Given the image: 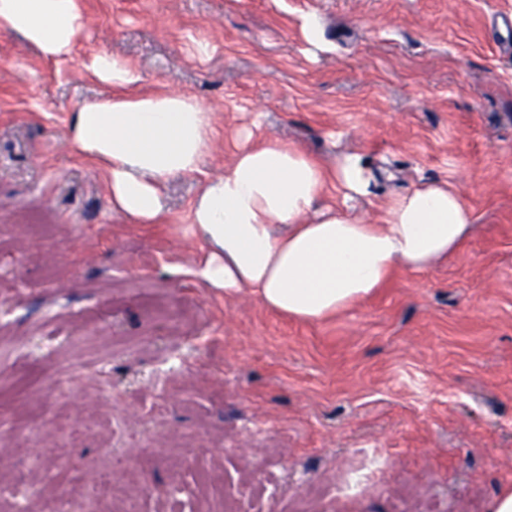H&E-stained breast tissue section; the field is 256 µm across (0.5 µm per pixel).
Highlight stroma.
I'll use <instances>...</instances> for the list:
<instances>
[{
	"label": "stroma",
	"mask_w": 512,
	"mask_h": 512,
	"mask_svg": "<svg viewBox=\"0 0 512 512\" xmlns=\"http://www.w3.org/2000/svg\"><path fill=\"white\" fill-rule=\"evenodd\" d=\"M73 59L0 37V479L31 512L55 486L183 512L182 484L247 512H289L360 456L384 465L320 512H490L512 488V56L492 19L512 0H84ZM212 47L195 52L197 42ZM107 52L146 92L198 99L215 138L204 175L238 149L359 155L367 196L319 206L377 218L445 180L471 209L464 244L317 322L196 275L200 184L164 188L165 223L106 202L105 168L67 143L102 97L83 65ZM54 458L34 474L21 456Z\"/></svg>",
	"instance_id": "obj_1"
}]
</instances>
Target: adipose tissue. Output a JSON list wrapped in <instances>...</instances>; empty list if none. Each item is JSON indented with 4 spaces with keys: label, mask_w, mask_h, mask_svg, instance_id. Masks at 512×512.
I'll list each match as a JSON object with an SVG mask.
<instances>
[{
    "label": "adipose tissue",
    "mask_w": 512,
    "mask_h": 512,
    "mask_svg": "<svg viewBox=\"0 0 512 512\" xmlns=\"http://www.w3.org/2000/svg\"><path fill=\"white\" fill-rule=\"evenodd\" d=\"M85 27L81 0H0V33L21 35L48 59H70ZM87 66L112 92L73 113L69 142L106 166L113 212L162 223V189L198 172L211 147L212 114L183 94L140 91L142 75L111 54L93 53ZM330 182L351 200L367 195L370 179L355 155L330 167L288 143L239 150L192 209L207 246L202 281L251 289L274 311L316 321L368 296L396 268H430L472 226L470 208L444 180L396 196L373 222L316 208Z\"/></svg>",
    "instance_id": "ef3b65f1"
}]
</instances>
